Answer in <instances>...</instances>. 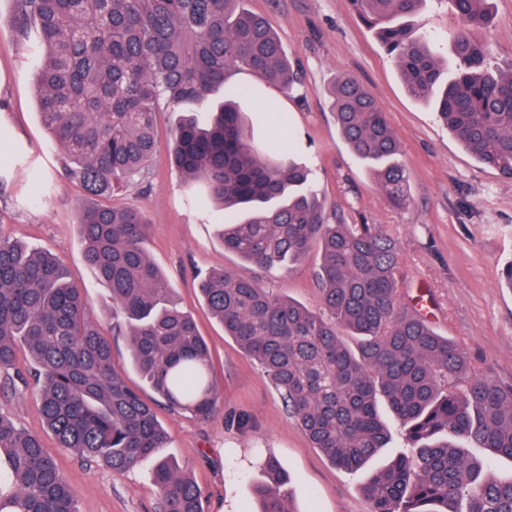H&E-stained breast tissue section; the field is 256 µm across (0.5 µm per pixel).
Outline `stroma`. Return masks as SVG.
<instances>
[{
    "mask_svg": "<svg viewBox=\"0 0 512 512\" xmlns=\"http://www.w3.org/2000/svg\"><path fill=\"white\" fill-rule=\"evenodd\" d=\"M246 6L269 20L301 80L288 92L262 85L250 71L232 73V83L263 88L262 98L241 102L255 143L276 144L311 169L329 218L383 225L402 249L404 299L428 294L433 327L460 342L491 377L512 383V288L501 285V272L512 263V181L477 162L431 105L407 93L396 62L362 24L351 0H247ZM13 10V0H0V229L57 255L80 288L90 318L108 331L112 293L85 262L78 227L86 194L65 176L62 154L41 123L35 87L40 58L33 41L20 39L9 26ZM416 25L441 53H449L458 20L448 0H429ZM476 36L492 64L512 67V0H493L491 23ZM343 76L366 86L400 141L409 176L406 207L390 204L338 131L329 90ZM177 118L160 106L159 151L148 173L112 202L146 213L147 250L206 340L220 396L208 419L172 413L131 366L122 336L112 344L116 367L130 386L155 400L171 437L160 454L197 483L205 512H244L251 506L253 485L261 479L259 459L268 455L288 478L292 512H369L362 487L371 470L405 453L400 426L392 425L386 448L367 468L350 472L332 465L289 418L257 363L225 336L198 289L200 276L224 268L314 308L320 252L311 249L290 269L269 272L225 251L217 232L220 213L192 201L168 164ZM230 411L246 414L248 424L226 426ZM0 412L41 433L76 492L80 512H159L152 464L119 474L58 447L43 427L33 391L0 392Z\"/></svg>",
    "mask_w": 512,
    "mask_h": 512,
    "instance_id": "35a3bbf8",
    "label": "stroma"
}]
</instances>
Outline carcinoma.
<instances>
[{"mask_svg": "<svg viewBox=\"0 0 512 512\" xmlns=\"http://www.w3.org/2000/svg\"><path fill=\"white\" fill-rule=\"evenodd\" d=\"M393 56L408 93L433 105L482 165L512 180V68L487 65L474 31L490 0H450L461 27L445 74L435 43L417 33L426 0H352ZM9 24L36 32L40 118L69 174L89 196L79 210L84 258L112 292V335L125 336L143 381L170 411L211 415L219 391L206 341L173 301L146 247L147 216L110 203L145 175L157 148V106L181 113L172 165L191 189L241 219L220 225L224 250L265 270H286L321 252L320 308L310 309L229 271L199 290L210 313L255 360L312 447L358 470L385 447L387 402L410 450L363 487L370 512H512V383L497 382L461 346L437 334L416 305L401 302V248L380 224H331L306 167L255 147L227 85L237 68L290 91L298 83L267 21L243 0H15ZM336 125L391 204L410 202L408 174L385 113L356 80L330 89ZM359 338L348 347L343 335ZM29 355L38 412L61 448L114 472L153 463L161 512H203L202 492L157 458L169 436L153 406L116 368L101 325L51 254L0 230V378L23 379ZM482 448L483 457L470 449ZM259 509L292 512L277 462H261ZM0 512H78L76 496L38 435L0 414Z\"/></svg>", "mask_w": 512, "mask_h": 512, "instance_id": "1", "label": "carcinoma"}]
</instances>
